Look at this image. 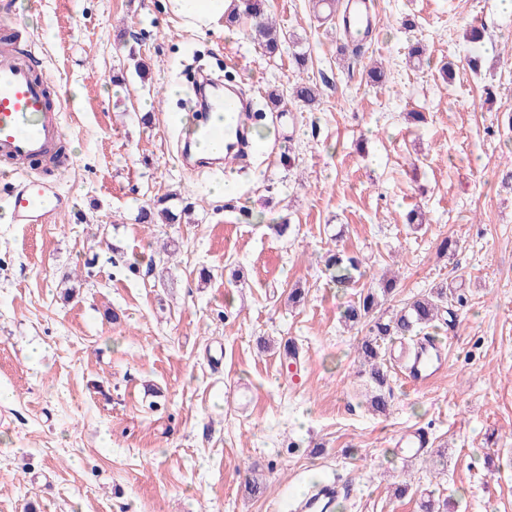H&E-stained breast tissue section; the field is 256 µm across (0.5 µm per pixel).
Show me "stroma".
<instances>
[{
	"instance_id": "1",
	"label": "stroma",
	"mask_w": 512,
	"mask_h": 512,
	"mask_svg": "<svg viewBox=\"0 0 512 512\" xmlns=\"http://www.w3.org/2000/svg\"><path fill=\"white\" fill-rule=\"evenodd\" d=\"M374 4L380 25L354 51L316 0H266L287 38L270 58L242 28L185 31L161 0H0L40 68L79 90L63 109L61 212L14 224L0 210V512H296L317 481L347 487L335 512H420L426 498L512 512V12ZM193 67L280 94L246 171L177 161L183 104L165 91ZM300 81L315 103L293 100ZM228 177L235 195L214 197ZM162 197L180 223H138ZM336 249L362 260L357 288L330 282ZM385 273L397 290L380 315L440 286L467 303L439 335L444 371L416 387L392 369L376 415L340 308ZM419 428L444 459L396 448ZM252 474L264 494L246 491Z\"/></svg>"
}]
</instances>
